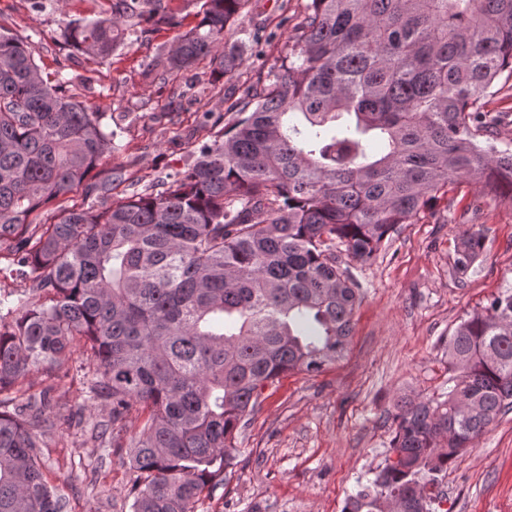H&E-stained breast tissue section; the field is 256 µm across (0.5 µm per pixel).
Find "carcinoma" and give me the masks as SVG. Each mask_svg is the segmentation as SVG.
I'll use <instances>...</instances> for the list:
<instances>
[{"label":"carcinoma","instance_id":"obj_1","mask_svg":"<svg viewBox=\"0 0 512 512\" xmlns=\"http://www.w3.org/2000/svg\"><path fill=\"white\" fill-rule=\"evenodd\" d=\"M247 0H205L198 23L151 63L165 73L208 58L241 67L227 34ZM111 16L62 33L106 62L127 21H180L164 0H112ZM512 78V0H310L280 64L258 75L223 129L155 193L30 217L117 151L93 105L42 75L26 39L0 31V248L30 288L0 312V512H64L40 435L48 391L12 394L32 372L63 371L78 344L88 400L111 409L89 440L128 449L133 512H196L224 483L235 434L262 390L320 372L347 351L360 285L336 246L366 262L462 184L512 202V138L489 107ZM478 231L456 244L464 274ZM309 320L315 335L298 322ZM448 397L406 399L392 452L343 512H432L441 474L512 410V287L462 319L446 344ZM139 425L124 437L125 421Z\"/></svg>","mask_w":512,"mask_h":512}]
</instances>
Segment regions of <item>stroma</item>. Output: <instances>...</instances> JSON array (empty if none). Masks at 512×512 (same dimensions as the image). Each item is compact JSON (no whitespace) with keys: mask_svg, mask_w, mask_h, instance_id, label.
I'll return each instance as SVG.
<instances>
[{"mask_svg":"<svg viewBox=\"0 0 512 512\" xmlns=\"http://www.w3.org/2000/svg\"><path fill=\"white\" fill-rule=\"evenodd\" d=\"M181 28L139 26L106 63L69 49L61 31L74 19L106 17L109 0H0V29L28 36L43 74L64 73L70 94L94 101L103 126L116 131L112 195L143 192L160 174L183 169L209 132L204 113L219 117L257 72L279 65L288 37L309 0H248L230 39L242 65L232 81L218 78L210 60L164 76L151 61L167 52L180 30L196 25L198 0H165ZM436 216L400 225L371 260L350 267L362 296L343 359L322 373L292 372L265 388L258 411L235 441L224 483L202 498L197 512H342L348 496L368 486L390 454L394 414L402 398L447 395L454 374L445 345L467 314L512 287V203L461 186ZM481 231L484 249L463 278L452 272L455 244ZM68 376L31 375L18 401L48 391L57 424L45 430L49 481L66 512H133V471L124 452L92 447L71 420L106 421L104 406H83L82 351ZM436 512H512V412L502 415L449 467Z\"/></svg>","mask_w":512,"mask_h":512,"instance_id":"1","label":"stroma"}]
</instances>
